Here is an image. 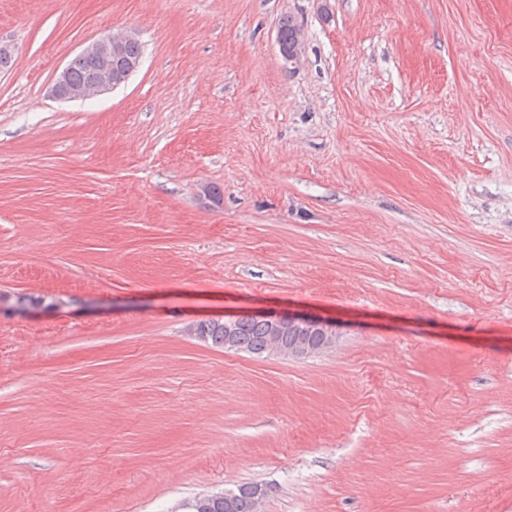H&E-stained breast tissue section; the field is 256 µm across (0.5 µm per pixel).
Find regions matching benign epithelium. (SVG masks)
I'll use <instances>...</instances> for the list:
<instances>
[{"label":"benign epithelium","mask_w":512,"mask_h":512,"mask_svg":"<svg viewBox=\"0 0 512 512\" xmlns=\"http://www.w3.org/2000/svg\"><path fill=\"white\" fill-rule=\"evenodd\" d=\"M127 39L125 35L104 36L87 45L81 54L95 59L98 62L97 82L88 88H69L65 86L66 71H61L56 77L52 87L53 94L62 99H84L92 95L105 93L126 82L128 78L138 69L139 63L130 62L121 68L112 67V55L118 51L122 41ZM259 315L272 320V332L274 335L267 337L266 350L272 355H288L290 357H305L311 353L320 352L336 340L334 332L339 330L338 325L333 321L320 318L307 317L298 314H282L274 311H261ZM288 318L295 323H315L324 330V336L320 337L318 344L308 342L292 344L286 348L279 344L275 332H277L279 321Z\"/></svg>","instance_id":"obj_1"}]
</instances>
